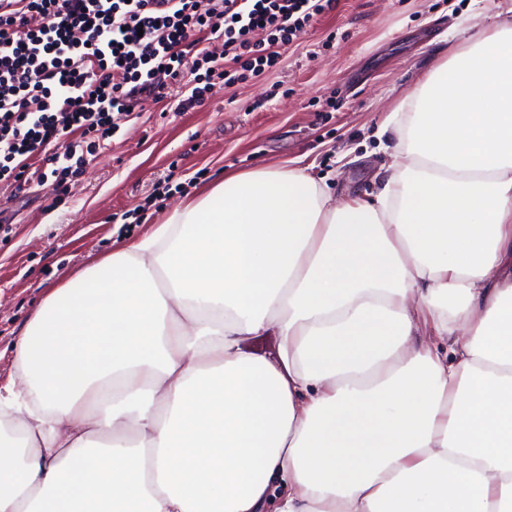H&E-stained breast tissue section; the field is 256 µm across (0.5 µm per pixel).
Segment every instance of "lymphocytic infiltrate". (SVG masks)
<instances>
[{
	"label": "lymphocytic infiltrate",
	"mask_w": 512,
	"mask_h": 512,
	"mask_svg": "<svg viewBox=\"0 0 512 512\" xmlns=\"http://www.w3.org/2000/svg\"><path fill=\"white\" fill-rule=\"evenodd\" d=\"M337 0H0V181L46 153L57 198L124 119L183 80L191 107L214 81L276 70L282 48Z\"/></svg>",
	"instance_id": "1"
}]
</instances>
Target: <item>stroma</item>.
I'll return each mask as SVG.
<instances>
[{"label":"stroma","instance_id":"stroma-1","mask_svg":"<svg viewBox=\"0 0 512 512\" xmlns=\"http://www.w3.org/2000/svg\"><path fill=\"white\" fill-rule=\"evenodd\" d=\"M478 0H339L264 79L215 85L186 111L180 84L85 158L55 203L51 184L0 182L3 350L43 297L94 257L150 233L230 171L299 162L337 199L370 191L393 151L382 127L418 74L489 24Z\"/></svg>","mask_w":512,"mask_h":512}]
</instances>
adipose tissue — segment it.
Masks as SVG:
<instances>
[{
	"instance_id": "obj_1",
	"label": "adipose tissue",
	"mask_w": 512,
	"mask_h": 512,
	"mask_svg": "<svg viewBox=\"0 0 512 512\" xmlns=\"http://www.w3.org/2000/svg\"><path fill=\"white\" fill-rule=\"evenodd\" d=\"M402 106L366 197L227 174L48 293L0 512H512V20Z\"/></svg>"
}]
</instances>
